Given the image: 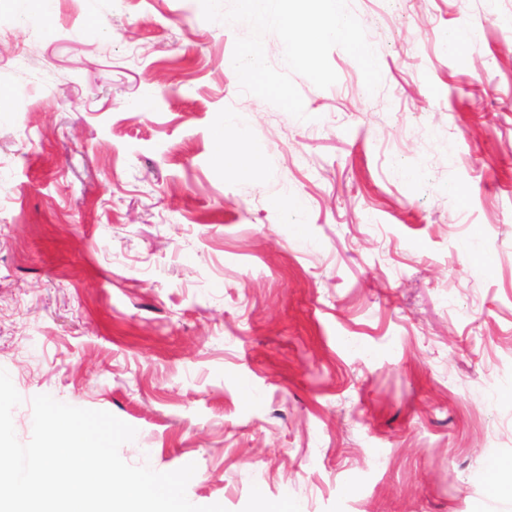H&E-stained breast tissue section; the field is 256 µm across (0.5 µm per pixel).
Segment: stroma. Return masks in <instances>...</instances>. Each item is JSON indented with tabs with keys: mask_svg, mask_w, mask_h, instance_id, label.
I'll return each mask as SVG.
<instances>
[{
	"mask_svg": "<svg viewBox=\"0 0 512 512\" xmlns=\"http://www.w3.org/2000/svg\"><path fill=\"white\" fill-rule=\"evenodd\" d=\"M349 8L382 83L333 48L299 120L199 0H0L20 442L47 394L199 506L512 512V0Z\"/></svg>",
	"mask_w": 512,
	"mask_h": 512,
	"instance_id": "35a3bbf8",
	"label": "stroma"
}]
</instances>
